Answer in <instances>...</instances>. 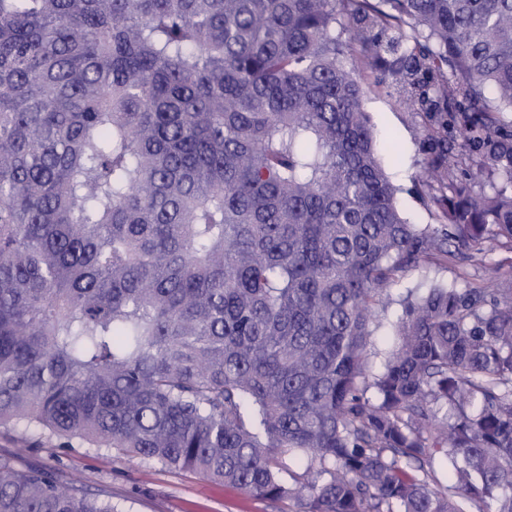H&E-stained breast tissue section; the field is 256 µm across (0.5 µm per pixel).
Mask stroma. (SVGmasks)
Returning <instances> with one entry per match:
<instances>
[{"mask_svg":"<svg viewBox=\"0 0 512 512\" xmlns=\"http://www.w3.org/2000/svg\"><path fill=\"white\" fill-rule=\"evenodd\" d=\"M357 76L365 90L364 110L375 130L386 175L397 189L398 207L410 223H436L434 206L421 195L429 174L431 151L425 137L426 118L401 96L379 71L357 62ZM491 283L512 279V250L495 248L460 264H422L409 272L405 288L425 294L433 285L462 279ZM401 308L397 301L378 309L367 346L371 372H378L393 347V324ZM0 456L12 458L22 470L44 469L57 482L80 481L86 491L107 492L119 512H299L296 501L270 502L231 485L207 481L150 462L124 461L93 448H56L32 432L0 429Z\"/></svg>","mask_w":512,"mask_h":512,"instance_id":"stroma-1","label":"stroma"}]
</instances>
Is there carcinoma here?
Returning a JSON list of instances; mask_svg holds the SVG:
<instances>
[{
  "instance_id": "carcinoma-1",
  "label": "carcinoma",
  "mask_w": 512,
  "mask_h": 512,
  "mask_svg": "<svg viewBox=\"0 0 512 512\" xmlns=\"http://www.w3.org/2000/svg\"><path fill=\"white\" fill-rule=\"evenodd\" d=\"M355 52L434 123L443 223ZM504 112L512 0H0V427L300 512H512V284L405 299L365 366L410 271L512 247ZM0 512L118 510L0 457ZM355 64L365 90L364 110L376 133L384 171L398 190L397 202L403 217L411 224H437L435 207L421 196L422 180L429 175L432 156L424 130L427 119L415 112L379 71L360 59Z\"/></svg>"
}]
</instances>
